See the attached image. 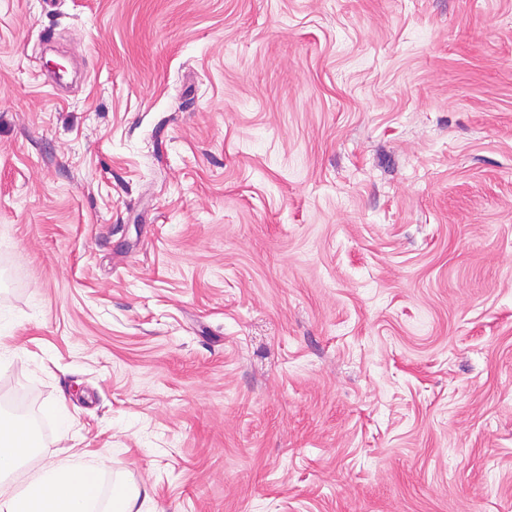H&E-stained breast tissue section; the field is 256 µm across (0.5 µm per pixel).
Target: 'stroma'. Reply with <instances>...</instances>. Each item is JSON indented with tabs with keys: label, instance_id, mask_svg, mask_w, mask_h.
<instances>
[{
	"label": "stroma",
	"instance_id": "obj_1",
	"mask_svg": "<svg viewBox=\"0 0 512 512\" xmlns=\"http://www.w3.org/2000/svg\"><path fill=\"white\" fill-rule=\"evenodd\" d=\"M0 331L103 512H512V0H0ZM139 492L128 488L122 481L115 483L112 489L113 512H141L143 504L138 506Z\"/></svg>",
	"mask_w": 512,
	"mask_h": 512
}]
</instances>
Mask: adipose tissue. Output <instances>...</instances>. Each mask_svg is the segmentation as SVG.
Segmentation results:
<instances>
[{
  "instance_id": "1",
  "label": "adipose tissue",
  "mask_w": 512,
  "mask_h": 512,
  "mask_svg": "<svg viewBox=\"0 0 512 512\" xmlns=\"http://www.w3.org/2000/svg\"><path fill=\"white\" fill-rule=\"evenodd\" d=\"M40 440L24 420L0 414V512H87L92 472L76 464L44 468L22 486L9 477L35 456Z\"/></svg>"
}]
</instances>
